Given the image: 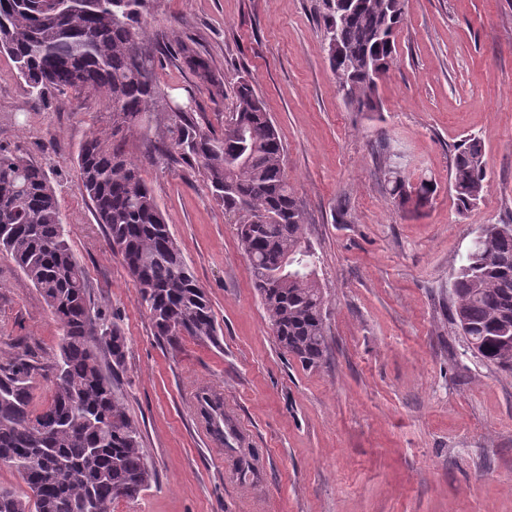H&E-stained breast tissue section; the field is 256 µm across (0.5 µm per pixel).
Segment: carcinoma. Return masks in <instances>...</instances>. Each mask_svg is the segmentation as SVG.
<instances>
[{
  "instance_id": "1",
  "label": "carcinoma",
  "mask_w": 512,
  "mask_h": 512,
  "mask_svg": "<svg viewBox=\"0 0 512 512\" xmlns=\"http://www.w3.org/2000/svg\"><path fill=\"white\" fill-rule=\"evenodd\" d=\"M0 0V53L30 95L73 92L102 98L112 136L92 133L77 162L112 253L138 290L154 335L171 344L187 336L219 342L221 328L165 215L119 134L163 125L158 152L190 163L237 224V236L278 344L306 368L327 358L326 299L317 256L306 241V216L283 166L284 146L252 80L240 77L224 134L190 112L172 111L156 77L158 42L142 18L144 0ZM402 0H349L345 15L328 7L325 51L346 104L378 112V82L397 59ZM212 95L224 82L192 41L174 49ZM451 186L457 210L475 207L489 187L481 141L455 149ZM451 275V320L469 347L512 374V224H482ZM71 229L48 175L19 149L0 147V251L8 253L58 320L62 336L49 371L52 389L33 404L40 365L29 352L0 354V464L15 469L27 491L0 486V512H112L135 500L153 477L138 423L101 364H125L127 338L92 305L84 270L70 246ZM199 412L227 444L221 398L207 389ZM65 461L69 471L59 470Z\"/></svg>"
}]
</instances>
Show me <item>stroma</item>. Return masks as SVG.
Returning a JSON list of instances; mask_svg holds the SVG:
<instances>
[{
  "instance_id": "35a3bbf8",
  "label": "stroma",
  "mask_w": 512,
  "mask_h": 512,
  "mask_svg": "<svg viewBox=\"0 0 512 512\" xmlns=\"http://www.w3.org/2000/svg\"><path fill=\"white\" fill-rule=\"evenodd\" d=\"M325 14L324 0H146L143 12L160 44L195 42L223 77L215 100L177 57L161 55L156 69L165 98L214 134L237 79L255 82L319 258L328 356L314 369L276 343L237 226L202 175L149 159L145 136L130 133L126 148L222 332L216 345L154 336L81 190V143L112 129L103 101L31 98L0 53V146L46 171L91 297L128 340L119 389L154 480L113 512H512V375L474 354L448 316L450 275L475 229L512 224V0H404L378 113L344 102L324 51ZM471 136L484 145L491 187L461 215L451 163ZM384 150L407 194L431 181L427 203L394 199ZM60 337L0 252V349L36 354V400L50 392ZM204 387L223 400L231 447L198 413ZM248 450L244 475L237 460Z\"/></svg>"
}]
</instances>
